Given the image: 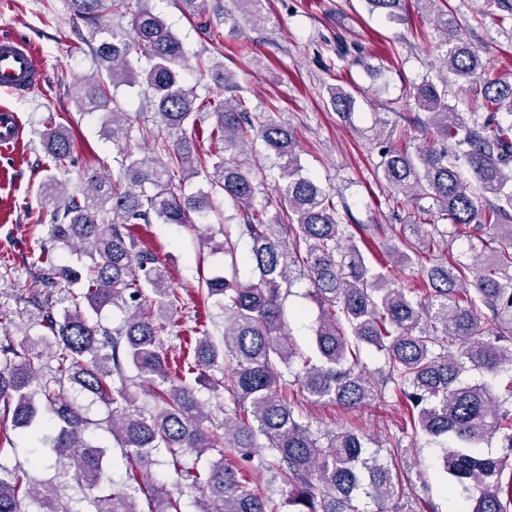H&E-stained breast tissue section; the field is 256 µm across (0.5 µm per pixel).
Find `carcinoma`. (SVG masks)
Here are the masks:
<instances>
[{
    "label": "carcinoma",
    "mask_w": 512,
    "mask_h": 512,
    "mask_svg": "<svg viewBox=\"0 0 512 512\" xmlns=\"http://www.w3.org/2000/svg\"><path fill=\"white\" fill-rule=\"evenodd\" d=\"M128 2L69 0L97 41L98 74L81 87L77 107L107 112L117 139L126 113L110 107L111 89L146 85L166 132L159 146L167 162L136 157L128 147L118 160V177L93 170L70 192L57 172L70 156L71 132L51 125L42 133L53 163L40 188V203L50 210V246L26 300L27 321L42 334L26 333L0 346V404L13 428L35 431L31 463L54 466L57 481L34 483L26 471L0 464V512H180V499L153 478L162 450L182 488L204 494L201 512H280L249 478L255 469L288 488V512H361L356 505L361 496L373 501L375 512L429 507L421 501L399 503L403 486L396 463L367 453L361 432L313 429L282 391L286 373L294 374L298 391L310 402L328 399L355 409L394 395L404 402L413 433L443 441L448 481L468 492L463 512H512L509 399L485 382L462 379L471 370L490 377L512 370V121L503 120L512 118V83L484 76L486 63L459 37L448 0H414L434 15L444 66L496 111L478 119L450 108L445 90L433 83L412 87L410 97L427 114L421 127L436 143L412 151L385 147L381 172L394 192V206L412 207L425 220L408 225L410 234L384 248L387 272L374 273L363 252L369 239L345 235L330 195L301 175L294 130L271 112L248 111L241 99L196 104V90L178 81L187 65L182 43L159 16L142 6L126 27L100 26L105 10L124 15ZM173 2L193 18L207 8L206 0ZM236 3L247 21L262 20L260 0ZM407 3L367 0L371 12L391 22L407 20ZM139 53L152 61L149 69L136 67L133 55ZM329 95L336 112L349 114L350 92L334 86ZM204 110L212 119L209 136L224 144L209 171L197 162L186 131L201 121ZM258 138L285 160L280 194L265 199L264 206L276 204L286 224H256L249 213L259 191L249 146ZM178 171L188 180L204 176L208 190L177 193ZM146 183L153 193H138ZM216 189L244 217V223L224 228V254L235 259L238 240L249 238L256 278L204 281L201 293L224 304L223 340L196 338L180 363L169 358L163 340L173 327L179 296L132 228L154 218L190 224L191 214L211 210ZM424 199L432 206H422ZM434 209L448 229L427 219ZM450 237L467 238L473 252L487 239L499 247L481 254L470 278L459 263L438 259L426 266ZM58 245L76 257L80 269L55 262L50 251ZM292 264L308 279V297L318 309L314 358L294 348L286 332L283 299L292 285ZM417 267L427 270L431 285L419 299L398 282V275ZM63 281H81L84 288L61 297L56 288ZM112 306L125 312L115 329L93 319ZM364 345L384 355V365L372 375L361 364ZM46 350L54 361L47 373ZM128 365L143 378L141 391L152 398L151 407L139 405L130 391ZM215 368L227 379L210 378L207 372ZM185 370L199 371V379L215 387L224 385L233 404L250 411L251 418L226 415L213 422L194 389L178 382ZM71 390L106 406L108 429L129 465L124 488H113L112 447L86 435L91 420L85 405L68 395ZM494 438L502 443L501 455L481 449ZM216 449L219 457L202 471L182 462L186 454L200 457ZM68 480L82 490L77 501L62 493Z\"/></svg>",
    "instance_id": "carcinoma-1"
}]
</instances>
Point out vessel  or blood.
<instances>
[{"label": "vessel or blood", "mask_w": 512, "mask_h": 512, "mask_svg": "<svg viewBox=\"0 0 512 512\" xmlns=\"http://www.w3.org/2000/svg\"><path fill=\"white\" fill-rule=\"evenodd\" d=\"M44 81V68L28 41L14 35L0 36V89L16 96L33 92ZM21 123L13 109L0 106V150L19 141Z\"/></svg>", "instance_id": "1"}]
</instances>
